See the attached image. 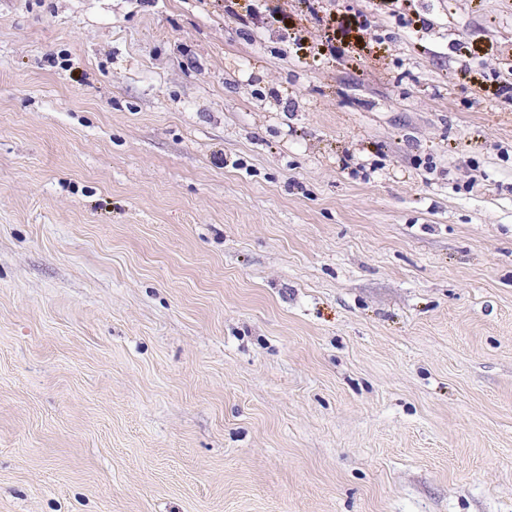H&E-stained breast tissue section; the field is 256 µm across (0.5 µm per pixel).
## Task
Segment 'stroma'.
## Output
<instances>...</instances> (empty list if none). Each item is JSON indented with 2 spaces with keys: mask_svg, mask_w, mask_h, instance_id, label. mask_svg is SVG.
<instances>
[{
  "mask_svg": "<svg viewBox=\"0 0 512 512\" xmlns=\"http://www.w3.org/2000/svg\"><path fill=\"white\" fill-rule=\"evenodd\" d=\"M509 84L512 0H0V512H512Z\"/></svg>",
  "mask_w": 512,
  "mask_h": 512,
  "instance_id": "stroma-1",
  "label": "stroma"
}]
</instances>
